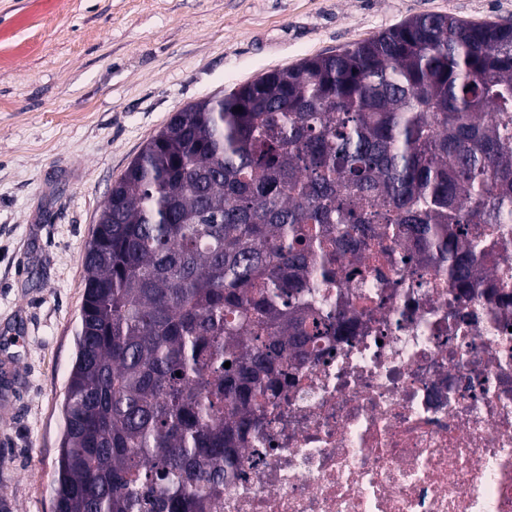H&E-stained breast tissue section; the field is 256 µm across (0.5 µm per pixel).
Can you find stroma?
Returning a JSON list of instances; mask_svg holds the SVG:
<instances>
[{"mask_svg": "<svg viewBox=\"0 0 512 512\" xmlns=\"http://www.w3.org/2000/svg\"><path fill=\"white\" fill-rule=\"evenodd\" d=\"M512 0H0V512H53L83 250L186 104L422 14Z\"/></svg>", "mask_w": 512, "mask_h": 512, "instance_id": "35a3bbf8", "label": "stroma"}]
</instances>
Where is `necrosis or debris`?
Instances as JSON below:
<instances>
[{"mask_svg":"<svg viewBox=\"0 0 512 512\" xmlns=\"http://www.w3.org/2000/svg\"><path fill=\"white\" fill-rule=\"evenodd\" d=\"M350 328L290 360L223 512H512V278L467 293L411 244L363 251Z\"/></svg>","mask_w":512,"mask_h":512,"instance_id":"1","label":"necrosis or debris"}]
</instances>
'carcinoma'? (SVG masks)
<instances>
[{"instance_id":"obj_1","label":"carcinoma","mask_w":512,"mask_h":512,"mask_svg":"<svg viewBox=\"0 0 512 512\" xmlns=\"http://www.w3.org/2000/svg\"><path fill=\"white\" fill-rule=\"evenodd\" d=\"M486 224H512V23L414 16L176 112L85 246L56 512H218L257 395L339 330L301 295L405 237L465 293Z\"/></svg>"}]
</instances>
